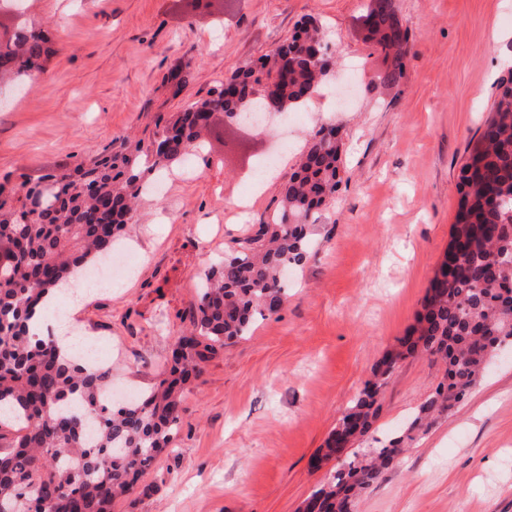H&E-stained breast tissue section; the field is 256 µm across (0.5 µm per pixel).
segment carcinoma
I'll use <instances>...</instances> for the list:
<instances>
[{
	"instance_id": "cac0c4a2",
	"label": "carcinoma",
	"mask_w": 512,
	"mask_h": 512,
	"mask_svg": "<svg viewBox=\"0 0 512 512\" xmlns=\"http://www.w3.org/2000/svg\"><path fill=\"white\" fill-rule=\"evenodd\" d=\"M367 38L385 55L383 81L397 83L405 68L407 32L393 0H372ZM321 27L302 23L264 59L246 64L208 97L169 116L159 154L140 141L90 156L26 190L44 193L32 216L24 198L0 183V512H112L115 498L137 491L178 430L184 385L200 364L229 342L249 335L257 317L288 299L283 272L300 268L312 251L313 215L341 182L342 144L317 131L281 188L275 218L224 251L204 274L190 334L170 346V376L139 402L115 408L105 393L112 369L91 367L51 337L28 335L25 322L48 292H64L77 274L107 257L125 229L140 187L163 162L199 144L214 111L243 119L261 107L263 80L277 79L278 99L293 110L327 80L330 62L316 57ZM50 39L24 21L0 32V84L19 87L42 73ZM512 342V77L500 84L490 116L459 175L456 222L422 309L398 347L373 367L359 397L338 419L323 458L336 456L341 434L349 444L368 436L378 397L398 361L431 355L445 365L441 381L411 421L386 443L343 463L303 501L298 512H355L375 484L420 434L452 414L483 377L496 351Z\"/></svg>"
}]
</instances>
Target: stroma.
Masks as SVG:
<instances>
[{
    "mask_svg": "<svg viewBox=\"0 0 512 512\" xmlns=\"http://www.w3.org/2000/svg\"><path fill=\"white\" fill-rule=\"evenodd\" d=\"M369 0H237L225 14L182 0H22L55 53L24 91L4 89L0 182L35 183L127 136L150 141L159 118L207 96L315 20L336 74L287 128L270 177L261 137L213 118L202 150L163 167L115 246L132 257L95 289L74 336L112 357L113 395L143 394L170 369L191 326L200 276L275 211L309 135L342 134L343 181L316 216V247L288 280L278 314L202 365L170 447L141 477L147 493L112 512H297L339 463L318 456L375 363L415 322L451 239L466 147L512 76V0H395L406 67L383 85L365 38ZM429 355L401 361L379 397L374 438L400 429L443 379ZM356 512H512V345L457 413L417 436Z\"/></svg>",
    "mask_w": 512,
    "mask_h": 512,
    "instance_id": "35a3bbf8",
    "label": "stroma"
}]
</instances>
